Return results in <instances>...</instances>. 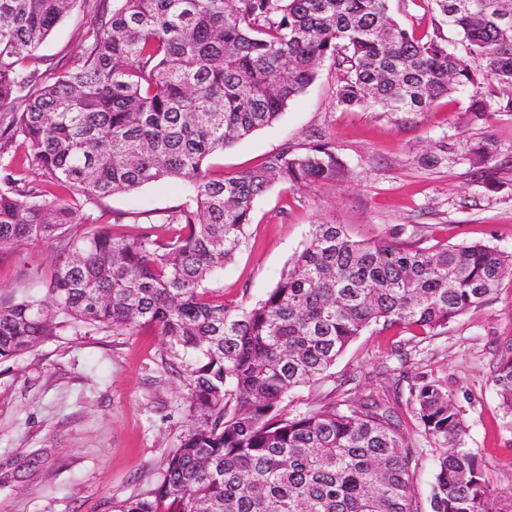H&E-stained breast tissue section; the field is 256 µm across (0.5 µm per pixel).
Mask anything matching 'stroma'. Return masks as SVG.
<instances>
[{
    "label": "stroma",
    "instance_id": "obj_1",
    "mask_svg": "<svg viewBox=\"0 0 512 512\" xmlns=\"http://www.w3.org/2000/svg\"><path fill=\"white\" fill-rule=\"evenodd\" d=\"M90 18L74 7L39 50L53 62L79 52ZM336 74L323 65L315 83L290 102L274 126L259 130L208 159L218 173L257 164L284 141L304 142L323 132L336 144L351 177L343 184L296 189L274 184L255 204L247 239L211 288L230 305H250L273 288L315 225L344 224L361 239L398 237L422 247L481 243L512 253V112H489L470 122L474 93L492 83L438 99L431 111L347 110L335 100ZM487 141L497 157L478 173L461 156L463 143ZM441 149L448 160L434 169L420 156ZM177 181L163 179L129 194L98 200L90 211L99 226L124 235L163 223L186 203ZM130 219L114 223L115 215ZM54 242L37 241L0 253V291L50 273ZM411 355L402 362L397 342ZM512 343V279L489 300L450 321L440 334L372 327L353 341L319 383L291 394L298 414L347 387L362 398L409 381H439L459 409L464 431L457 447L478 457L494 490L491 506L512 505V414L492 381L502 347ZM154 328L115 335L92 327L65 328L24 355L0 361V512H112L159 479L158 466L185 429L183 382L167 370ZM399 414L422 456L415 478L427 501L441 448L425 438L407 408Z\"/></svg>",
    "mask_w": 512,
    "mask_h": 512
}]
</instances>
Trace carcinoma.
I'll return each instance as SVG.
<instances>
[{"label":"carcinoma","mask_w":512,"mask_h":512,"mask_svg":"<svg viewBox=\"0 0 512 512\" xmlns=\"http://www.w3.org/2000/svg\"><path fill=\"white\" fill-rule=\"evenodd\" d=\"M76 0H0V252L56 240L44 294L0 293V360L56 335L63 322L114 334L150 326L187 390L186 430L157 485L113 512H423L418 449L383 394L343 392L303 414L292 390L324 379L344 349L380 323L435 335L487 302L512 255L483 245L421 247L353 237L317 224L266 297L228 306L207 284L233 260L256 200L274 183H345L348 166L324 135L283 143L231 175L213 154L273 124L324 62L346 108L427 112L437 99L492 78L512 87V0H431L467 42L440 28L418 37L391 0H86L82 49L62 66L30 65ZM23 151H18V148ZM466 159L486 166L487 142ZM20 171L42 177L22 184ZM170 178L190 203L132 236L93 225L87 202ZM51 187L74 195L48 203ZM493 382L512 413V356ZM438 458L429 512H488L493 490L475 454L452 447L459 410L435 380L408 386Z\"/></svg>","instance_id":"carcinoma-1"}]
</instances>
